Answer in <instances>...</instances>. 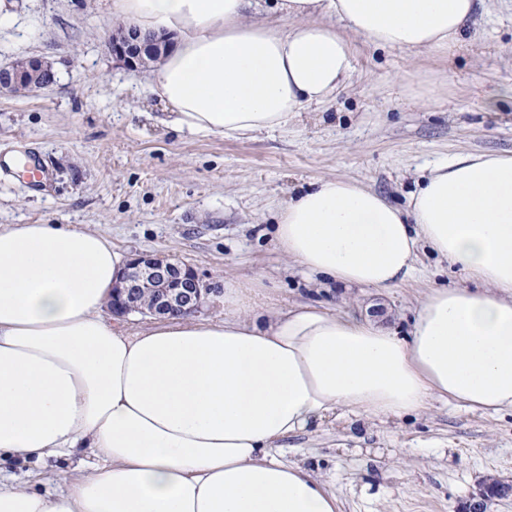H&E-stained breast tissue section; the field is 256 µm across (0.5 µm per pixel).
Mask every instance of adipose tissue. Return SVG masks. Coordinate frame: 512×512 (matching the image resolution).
I'll return each instance as SVG.
<instances>
[{
  "label": "adipose tissue",
  "instance_id": "adipose-tissue-1",
  "mask_svg": "<svg viewBox=\"0 0 512 512\" xmlns=\"http://www.w3.org/2000/svg\"><path fill=\"white\" fill-rule=\"evenodd\" d=\"M487 0H112L145 32L178 34L149 82L171 124L241 139L287 128L353 71L352 36L452 52ZM283 252L309 274L394 288L418 250L459 266L401 339L344 307L224 320L172 317L131 334L104 309L126 259L71 224L0 226V465L92 463L54 492L0 477V512H340L326 482L277 456L339 408L398 417L444 402L512 411V152L459 153L407 207L364 184L317 180L278 214Z\"/></svg>",
  "mask_w": 512,
  "mask_h": 512
}]
</instances>
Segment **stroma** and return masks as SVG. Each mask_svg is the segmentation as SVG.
I'll list each match as a JSON object with an SVG mask.
<instances>
[{"label": "stroma", "mask_w": 512, "mask_h": 512, "mask_svg": "<svg viewBox=\"0 0 512 512\" xmlns=\"http://www.w3.org/2000/svg\"><path fill=\"white\" fill-rule=\"evenodd\" d=\"M0 66L42 57L56 74L35 93L0 92V225L73 224L125 256L191 266L209 293L201 317H224L230 285L261 279L258 312L348 304L405 337L430 290L471 287L422 251L415 277L388 290L309 277L275 237L282 206L323 177L352 179L407 206L429 168L463 152L512 150V0H488L452 55H412L355 38L353 73L335 99L287 129L246 139L163 124L147 68L104 48L121 18L111 0H0ZM37 154L48 178L31 189L13 161ZM282 459L321 476L342 512H466L489 480H512V411L429 403L400 418L339 409L291 436ZM72 460L14 467L43 489L75 476Z\"/></svg>", "instance_id": "obj_1"}]
</instances>
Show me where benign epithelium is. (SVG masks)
<instances>
[{"mask_svg":"<svg viewBox=\"0 0 512 512\" xmlns=\"http://www.w3.org/2000/svg\"><path fill=\"white\" fill-rule=\"evenodd\" d=\"M169 40L163 36L143 35L137 29L119 26L109 35L106 46L113 57L134 68L146 63V56L167 48ZM26 87L41 90L51 83H36L30 76L10 66L0 68V92H12ZM203 285L195 271L142 255L130 260L122 281L115 287V303L122 313L148 312L150 315H191L199 312Z\"/></svg>","mask_w":512,"mask_h":512,"instance_id":"obj_1","label":"benign epithelium"}]
</instances>
